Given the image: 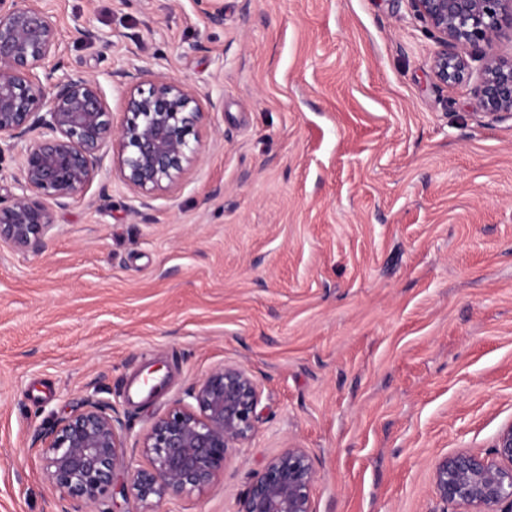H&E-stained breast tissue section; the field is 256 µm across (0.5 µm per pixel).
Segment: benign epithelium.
Listing matches in <instances>:
<instances>
[{
	"mask_svg": "<svg viewBox=\"0 0 512 512\" xmlns=\"http://www.w3.org/2000/svg\"><path fill=\"white\" fill-rule=\"evenodd\" d=\"M438 45L431 68L451 85L470 79L469 59L481 45L512 39V0H410ZM57 30L39 0H0V155L21 148L22 178L0 201V245L41 247L53 228L52 205L80 195L112 148L123 181L144 196L171 187L199 158L190 135L203 110L183 83L159 76L149 91L126 96V118L112 126L99 82L58 58ZM471 91L491 116H512V56H486ZM142 438L146 465L126 461V425L92 398L41 435L48 480L61 499L98 509L110 488L134 500L137 512L214 484L231 453L252 435L260 392L240 365L210 371ZM317 473L303 448L271 458L239 497L235 512H316ZM433 490L464 512H512V423L484 456L466 451L435 462Z\"/></svg>",
	"mask_w": 512,
	"mask_h": 512,
	"instance_id": "1",
	"label": "benign epithelium"
}]
</instances>
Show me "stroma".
I'll return each instance as SVG.
<instances>
[{
	"mask_svg": "<svg viewBox=\"0 0 512 512\" xmlns=\"http://www.w3.org/2000/svg\"><path fill=\"white\" fill-rule=\"evenodd\" d=\"M42 0L113 124L157 74L197 92L200 160L149 200L104 151L38 251L0 249V512H59L34 439L88 397L155 420L211 370L260 391L214 485L235 512L299 447L317 512H438L432 465L512 423V119L437 81L409 0ZM103 40L83 39L84 28ZM160 370L154 395L132 381Z\"/></svg>",
	"mask_w": 512,
	"mask_h": 512,
	"instance_id": "obj_1",
	"label": "stroma"
}]
</instances>
